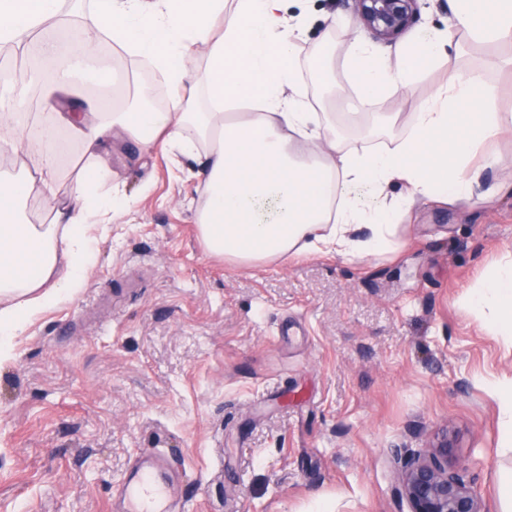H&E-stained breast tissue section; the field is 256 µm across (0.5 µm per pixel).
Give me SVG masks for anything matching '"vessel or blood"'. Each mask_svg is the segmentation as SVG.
<instances>
[{
	"mask_svg": "<svg viewBox=\"0 0 512 512\" xmlns=\"http://www.w3.org/2000/svg\"><path fill=\"white\" fill-rule=\"evenodd\" d=\"M174 471L162 450H141L132 463L129 477L118 490L127 503L126 512H179V503L170 492Z\"/></svg>",
	"mask_w": 512,
	"mask_h": 512,
	"instance_id": "obj_1",
	"label": "vessel or blood"
}]
</instances>
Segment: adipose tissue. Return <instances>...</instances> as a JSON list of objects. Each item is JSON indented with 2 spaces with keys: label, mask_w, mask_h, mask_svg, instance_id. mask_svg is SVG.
I'll list each match as a JSON object with an SVG mask.
<instances>
[{
  "label": "adipose tissue",
  "mask_w": 512,
  "mask_h": 512,
  "mask_svg": "<svg viewBox=\"0 0 512 512\" xmlns=\"http://www.w3.org/2000/svg\"><path fill=\"white\" fill-rule=\"evenodd\" d=\"M284 2L0 0V45L15 54L38 45L61 71L60 82L42 93L49 122L36 133L23 128L0 137L1 155L29 154L37 138L48 145L34 167L0 172V357L36 314L82 288L95 258L93 228L127 208L123 195L103 190L112 180L105 158L118 134L142 153L161 146L200 158V241L209 255L240 265L323 252L360 259L385 250L391 221L415 197L494 196L472 157L482 154L483 168L498 165L493 143L512 134V113L499 111L497 87L484 76L512 66V0H451L457 24L481 51V69L454 71L392 149L362 152L345 148L334 118L307 107L295 63L302 30L290 27ZM103 37L165 76L166 110L137 104L118 112L107 98L74 94L75 84L98 70ZM195 45L205 50L201 71L190 53ZM457 50L451 33L429 31L399 48L393 66L358 39L346 68L367 102L380 90L411 87L426 65ZM200 87L209 107L194 112ZM59 128L79 141L89 165L49 223L32 224L21 215L31 192L48 199L58 192ZM395 180L406 182L410 195L366 203L363 190L379 193ZM466 302L489 333L511 339L512 261Z\"/></svg>",
  "instance_id": "obj_1"
}]
</instances>
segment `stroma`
Masks as SVG:
<instances>
[{
	"label": "stroma",
	"mask_w": 512,
	"mask_h": 512,
	"mask_svg": "<svg viewBox=\"0 0 512 512\" xmlns=\"http://www.w3.org/2000/svg\"><path fill=\"white\" fill-rule=\"evenodd\" d=\"M288 13L307 18L296 52L306 101L335 113L350 148L390 147L392 132L363 134L372 113H399L407 131L448 81L441 61L360 105L344 66L363 35L352 0H291ZM325 39L332 98L312 65ZM108 62L119 90L144 88L164 108L157 72L117 46ZM70 152L56 198L26 201L31 223L68 202L79 144ZM107 162L127 212L101 236L83 287L36 315L0 361V512H113L142 448L167 449L191 512H405L393 452L445 430L457 467L501 512L512 450L489 386L512 377V341L463 298L512 260V192L417 203L389 249L360 260L244 266L205 253L190 158L142 155L117 136ZM285 322L304 335L279 343Z\"/></svg>",
	"instance_id": "obj_1"
}]
</instances>
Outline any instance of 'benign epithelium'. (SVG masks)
I'll use <instances>...</instances> for the list:
<instances>
[{
  "label": "benign epithelium",
  "mask_w": 512,
  "mask_h": 512,
  "mask_svg": "<svg viewBox=\"0 0 512 512\" xmlns=\"http://www.w3.org/2000/svg\"><path fill=\"white\" fill-rule=\"evenodd\" d=\"M363 29L376 42L392 44L420 15L423 0H353ZM448 433L410 457L396 458L400 493L409 512H487L481 498L452 464Z\"/></svg>",
  "instance_id": "obj_1"
}]
</instances>
